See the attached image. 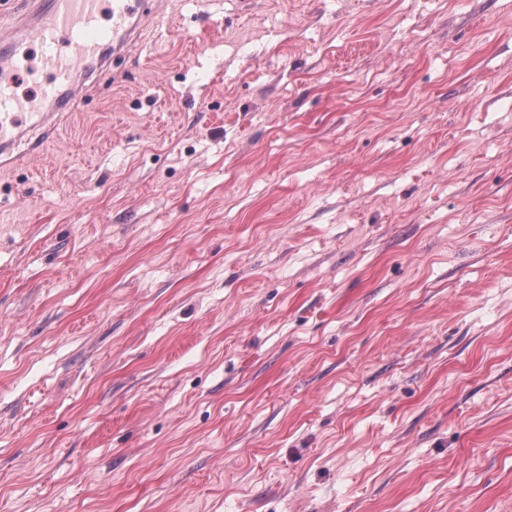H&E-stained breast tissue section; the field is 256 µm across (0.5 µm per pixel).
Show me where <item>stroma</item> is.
I'll list each match as a JSON object with an SVG mask.
<instances>
[{
  "instance_id": "1",
  "label": "stroma",
  "mask_w": 512,
  "mask_h": 512,
  "mask_svg": "<svg viewBox=\"0 0 512 512\" xmlns=\"http://www.w3.org/2000/svg\"><path fill=\"white\" fill-rule=\"evenodd\" d=\"M0 170V512H512V0H159Z\"/></svg>"
}]
</instances>
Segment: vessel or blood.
Masks as SVG:
<instances>
[{"mask_svg":"<svg viewBox=\"0 0 512 512\" xmlns=\"http://www.w3.org/2000/svg\"><path fill=\"white\" fill-rule=\"evenodd\" d=\"M154 0H0V16L12 17L0 29V158L10 155L23 133L17 112H33L43 122L71 111L78 98L111 71L117 58L136 44L139 27L152 20ZM39 49L47 78L34 94L17 95L23 79L19 61Z\"/></svg>","mask_w":512,"mask_h":512,"instance_id":"b4317fda","label":"vessel or blood"}]
</instances>
